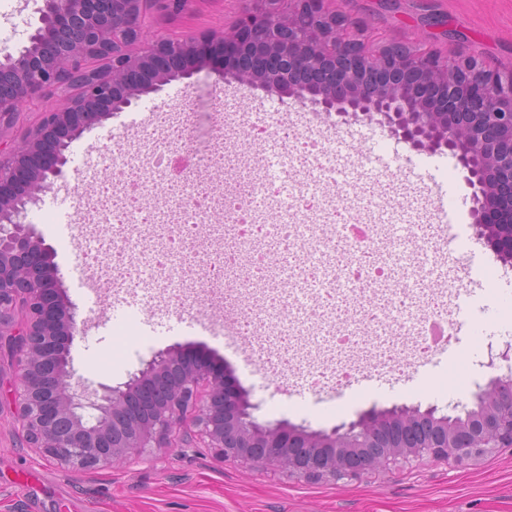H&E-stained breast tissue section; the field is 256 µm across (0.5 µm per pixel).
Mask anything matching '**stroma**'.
Masks as SVG:
<instances>
[{
    "label": "stroma",
    "instance_id": "stroma-1",
    "mask_svg": "<svg viewBox=\"0 0 512 512\" xmlns=\"http://www.w3.org/2000/svg\"><path fill=\"white\" fill-rule=\"evenodd\" d=\"M42 0H0V34L18 54L38 26ZM248 0H190L180 15L155 13L147 22L152 35L182 38L224 31L249 9ZM342 8L362 20L372 42L391 39L442 55H472L500 71L512 69V0H344ZM240 84L220 82L217 72L198 71L191 84L175 81L159 95L117 117L104 119L75 139L67 150L62 179L39 193L26 221L54 252L69 301L80 327L70 346V368L89 388L115 386L137 374L157 353L178 346L211 355L239 383L262 421H285L311 431H328L374 411L395 407L436 408L458 415L473 407L476 393L499 376L512 373L501 352L512 345V319L501 313L512 298V264L503 262L477 237L472 190L467 173L449 151L411 150L389 129L365 117L332 123L311 107H281L276 95L260 89L241 98ZM283 113L298 135L321 136L332 148L340 174L310 185L313 193L374 213L394 267V241L409 236L408 222L431 223L427 185L436 182L456 204L464 243L456 262L447 254L407 250L413 283H431L446 292L448 312H460L464 327L445 355L424 359L404 348V365L393 371L373 366L379 338L370 335L351 350L350 359L368 374L364 388L328 382L312 387L299 375L273 374L243 341L224 339V300L204 292L201 260L230 246L231 234L213 232L197 243L178 279L186 299L170 302L149 271L118 294L98 296L86 285L105 271L83 262L99 238L121 250L125 243L106 237L104 228L83 232L78 225L81 197L102 156L120 141L137 143L142 128L159 114L183 112L187 122L177 151L205 153L222 144L211 175L223 193L246 187L235 163L248 153L260 167L295 165L283 145L248 148L242 135L222 129V112ZM15 368L0 362V512H512V450L476 462L413 460L390 472L359 480L309 482L277 469H245L218 464L199 438L175 433L174 448H150L122 464L75 473L28 448L16 418L12 389Z\"/></svg>",
    "mask_w": 512,
    "mask_h": 512
}]
</instances>
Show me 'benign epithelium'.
<instances>
[{"mask_svg":"<svg viewBox=\"0 0 512 512\" xmlns=\"http://www.w3.org/2000/svg\"><path fill=\"white\" fill-rule=\"evenodd\" d=\"M189 2L43 0L30 46L0 62V358L17 368L15 413L30 447L80 473L173 448V429L193 427L221 464L335 482L411 459L462 464L512 448V374L475 398L463 427L432 409L402 407L328 432L258 421L210 355L177 347L117 386L97 391L73 380L74 312L52 250L21 220L20 203L64 176L66 145L85 130L205 66L218 64L225 82L274 92L284 105L376 117L415 151L448 149L473 189L477 236L512 259V70L394 40L372 53L362 21L329 0H251L220 36L143 39L151 10L178 14ZM47 89L64 107L41 113L22 146L4 144L21 105ZM19 307L27 311L21 324Z\"/></svg>","mask_w":512,"mask_h":512,"instance_id":"obj_1","label":"benign epithelium"}]
</instances>
